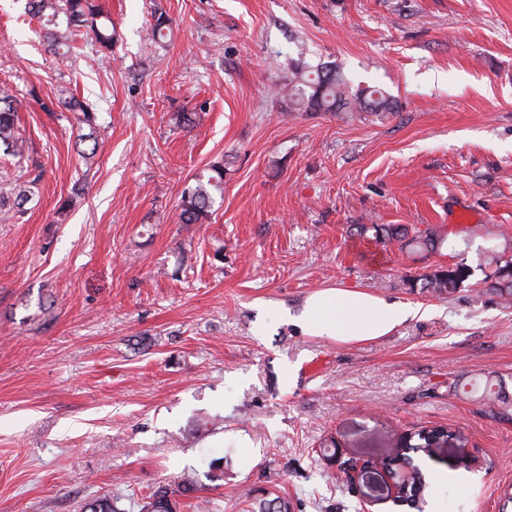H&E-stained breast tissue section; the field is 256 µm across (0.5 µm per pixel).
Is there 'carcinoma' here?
I'll list each match as a JSON object with an SVG mask.
<instances>
[{"mask_svg":"<svg viewBox=\"0 0 512 512\" xmlns=\"http://www.w3.org/2000/svg\"><path fill=\"white\" fill-rule=\"evenodd\" d=\"M30 10L38 17L40 26L46 30L48 48L58 52L60 48L74 49V36L86 30L104 47H112V29L101 24L102 11L93 0H29ZM288 101L298 112H389L393 102L390 97L375 87L353 88L344 77L333 68L315 70L298 69L285 88ZM18 100L8 91L0 92V150L6 154L14 151L17 144L14 113ZM206 182L197 183L183 192L180 218L185 224H196L206 217L212 203L211 191L219 190L224 183V166L217 164L211 168ZM354 234L377 244L400 243V248L412 250L437 251L448 242V233L441 227L429 226L423 230H409L402 224H356ZM484 267L488 269L484 283L487 291L504 300L512 299V237L501 235L498 243L488 248L483 256ZM469 277L467 268L457 265L440 266L430 272L409 280L410 288L419 289L433 297L442 298L459 289ZM495 383L489 378L478 379L465 389L459 384L453 390L466 396H479L483 399H500L494 390ZM419 443L410 446V450L431 451L445 443L451 433L444 427H423L415 432ZM409 454L400 449L396 455L386 461L394 470H404L407 485L403 495L417 503L415 509L427 503L430 485L422 474L408 470ZM200 490L195 473L185 472L172 486H160L149 495L133 503L138 512H181L185 507L182 498H196L195 507L200 509L207 502L202 496H195ZM118 499L111 496H99L85 503L83 512H126L117 506ZM250 512H292L288 497L266 490L261 497L251 503Z\"/></svg>","mask_w":512,"mask_h":512,"instance_id":"1","label":"carcinoma"}]
</instances>
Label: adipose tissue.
<instances>
[{
	"mask_svg": "<svg viewBox=\"0 0 512 512\" xmlns=\"http://www.w3.org/2000/svg\"><path fill=\"white\" fill-rule=\"evenodd\" d=\"M417 313L408 304L388 302L360 290L328 289L308 301L301 325L312 336L363 341L388 334Z\"/></svg>",
	"mask_w": 512,
	"mask_h": 512,
	"instance_id": "obj_1",
	"label": "adipose tissue"
}]
</instances>
